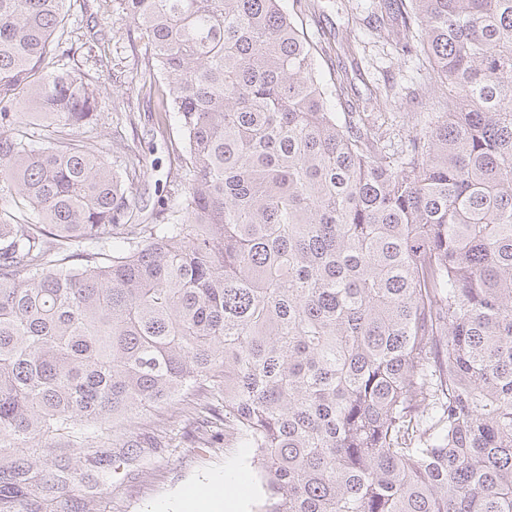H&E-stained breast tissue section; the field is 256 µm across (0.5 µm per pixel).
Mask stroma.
Returning <instances> with one entry per match:
<instances>
[{
  "mask_svg": "<svg viewBox=\"0 0 512 512\" xmlns=\"http://www.w3.org/2000/svg\"><path fill=\"white\" fill-rule=\"evenodd\" d=\"M92 15L107 26L110 35L98 43L82 31L64 33L63 41L73 45L75 56L86 70L97 60L109 63L102 82L99 108L102 122L87 135L104 151L112 153L123 144L137 145L142 168L132 183L138 208L135 224H162L168 216L170 190L184 140L176 121L158 126L156 96L134 83L142 69L144 41L130 32V24L118 14L113 0H90ZM384 16L387 32L374 29L377 16ZM305 35L326 51L320 61L323 75L345 70L349 76L350 100L365 102L369 120L386 123L392 133L401 134L434 112L447 111L443 95L432 93L425 80L426 70L415 56L401 51L391 38L401 26V18L388 8V0H314L313 10L298 14ZM356 29L358 46L354 54L337 53L332 45L338 32ZM383 90L379 100H370L373 90ZM129 112V119H111L113 106ZM140 433H158L162 445L141 448L132 457L111 449L112 464L102 470L92 464L95 448L28 449L39 467L79 464L89 479L76 497L60 496L53 512H163L167 502L181 488L206 484L225 463L240 461L248 476V489L241 512H259L264 502L262 476L252 449L242 448L238 439L225 434L223 424L185 421L172 413L165 418L148 415L136 426ZM206 437L208 447H196L197 437Z\"/></svg>",
  "mask_w": 512,
  "mask_h": 512,
  "instance_id": "stroma-1",
  "label": "stroma"
}]
</instances>
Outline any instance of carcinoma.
<instances>
[{"mask_svg":"<svg viewBox=\"0 0 512 512\" xmlns=\"http://www.w3.org/2000/svg\"><path fill=\"white\" fill-rule=\"evenodd\" d=\"M67 2L0 0V512L83 487L23 449L169 411L224 414L262 512H512V0H393L448 91L396 150L281 0H117L183 131L168 224L83 136Z\"/></svg>","mask_w":512,"mask_h":512,"instance_id":"1","label":"carcinoma"}]
</instances>
